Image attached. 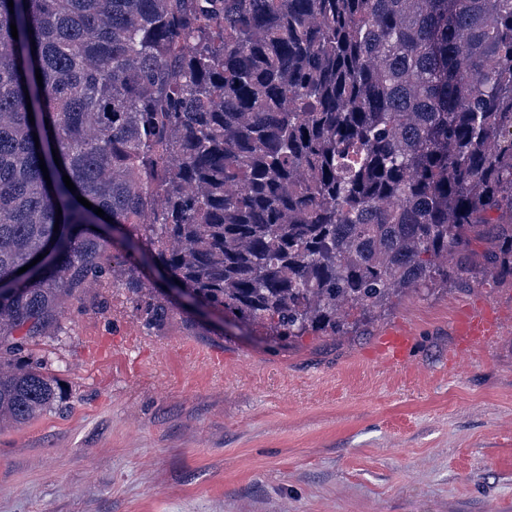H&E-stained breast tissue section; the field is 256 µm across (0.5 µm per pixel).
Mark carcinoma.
I'll list each match as a JSON object with an SVG mask.
<instances>
[{"mask_svg":"<svg viewBox=\"0 0 512 512\" xmlns=\"http://www.w3.org/2000/svg\"><path fill=\"white\" fill-rule=\"evenodd\" d=\"M13 3L0 0V425L66 400L31 347L118 244L147 319L171 311L143 280L151 263L288 342L344 336L350 311L478 262L512 281V0ZM108 217L138 232L106 237Z\"/></svg>","mask_w":512,"mask_h":512,"instance_id":"cac0c4a2","label":"carcinoma"}]
</instances>
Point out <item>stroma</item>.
<instances>
[{
  "label": "stroma",
  "mask_w": 512,
  "mask_h": 512,
  "mask_svg": "<svg viewBox=\"0 0 512 512\" xmlns=\"http://www.w3.org/2000/svg\"><path fill=\"white\" fill-rule=\"evenodd\" d=\"M478 309L496 331L463 342ZM60 323L35 351L68 403L0 428V512H512V285L488 273L289 343L213 309L145 325L115 280ZM409 337L404 330L388 331L380 340L379 353L390 362L401 359L407 346Z\"/></svg>",
  "instance_id": "stroma-1"
}]
</instances>
